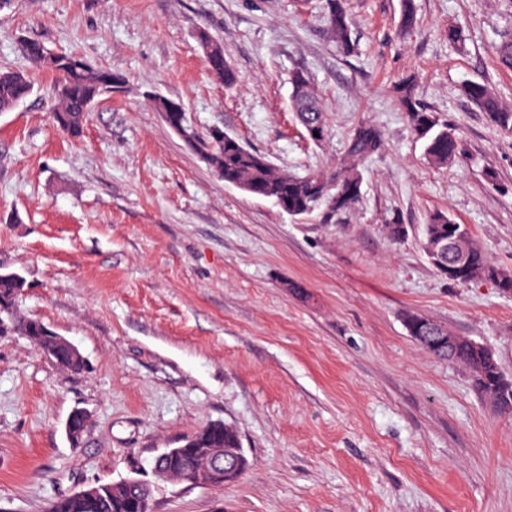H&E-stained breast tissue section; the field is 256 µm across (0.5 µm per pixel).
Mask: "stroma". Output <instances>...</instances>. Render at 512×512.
<instances>
[{
    "label": "stroma",
    "instance_id": "1",
    "mask_svg": "<svg viewBox=\"0 0 512 512\" xmlns=\"http://www.w3.org/2000/svg\"><path fill=\"white\" fill-rule=\"evenodd\" d=\"M354 51L327 38L325 0H10L0 71L33 94L0 113V267L20 273L19 314L86 360L71 372L26 336L0 334V512L131 477L153 512H512V414L468 370L411 340L425 315L494 353L512 378V296L442 277L420 247L429 214L464 224L512 272V134L461 96L490 84L512 104V0H342ZM465 41L449 43L448 27ZM220 41L225 89L196 40ZM122 74L80 138L51 121L55 76L29 42ZM326 105L313 143L290 110L291 76ZM455 128L459 153L433 166L393 93ZM180 102L198 133L238 137L297 175L331 170L361 123L381 132L360 202L334 223L295 218L225 185L144 99ZM407 235L388 236L389 221ZM89 424L66 437L72 410ZM233 425L249 460L224 487L155 478L164 449Z\"/></svg>",
    "mask_w": 512,
    "mask_h": 512
}]
</instances>
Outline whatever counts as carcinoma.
<instances>
[{
	"label": "carcinoma",
	"mask_w": 512,
	"mask_h": 512,
	"mask_svg": "<svg viewBox=\"0 0 512 512\" xmlns=\"http://www.w3.org/2000/svg\"><path fill=\"white\" fill-rule=\"evenodd\" d=\"M327 8V36L340 50L351 51L353 41L350 22L340 0H327ZM196 38L201 49L209 53L205 61L210 71L224 81L225 88L236 86L237 75L231 64L224 60L222 44L203 28L197 32ZM29 57L34 65L48 69L59 77L56 105L51 112L52 121L70 136H80L91 107L101 97L112 93V78L116 74L93 66L75 55L48 53L37 43L29 49ZM32 91L33 85L25 73L0 72V112L14 110ZM460 92L484 112L496 128L512 133V104L503 102L492 87L469 82L461 86ZM394 93L407 114L411 129L424 143L426 158L438 167L448 166L457 154L455 130L417 100L413 81L400 82L394 87ZM291 106L304 128H319L320 135L316 142H322L327 132L326 109L309 78L302 72L295 73L292 78ZM183 127L196 138L197 148L204 153L213 175L223 180L224 184L233 187L245 185L250 195L257 197H274L282 185L292 186L293 190L288 193V214L292 216L310 215L324 206L317 198L319 193L349 197V203L336 210L321 212V219L326 223L336 221L359 201L363 167L381 145L378 130L364 123L354 130L346 154L338 161L331 175L318 172L296 176L277 168L268 157L246 148L234 136L223 142L216 141L209 134L197 133L187 118L183 119ZM451 226L467 238L472 251L466 281L488 278L512 289V274L495 267L472 240L469 231L445 211L430 213L424 225L422 250H427L432 238L448 234ZM23 287L24 280L18 274L0 272V333L4 332L1 322L8 321L14 330L30 337V342L35 346L39 337L44 335L46 326L37 320L18 315L14 307L17 298L15 291ZM418 346L439 359L450 358L452 362L465 366L477 392L492 401L496 399L502 385L512 384V379L501 372L493 355L477 347L469 338L457 337V343L451 351L432 348L427 338ZM100 490L101 494L90 500L72 495L58 498L49 504L47 512H152L151 490L138 483L129 481L117 486L106 483L101 485Z\"/></svg>",
	"instance_id": "carcinoma-1"
}]
</instances>
